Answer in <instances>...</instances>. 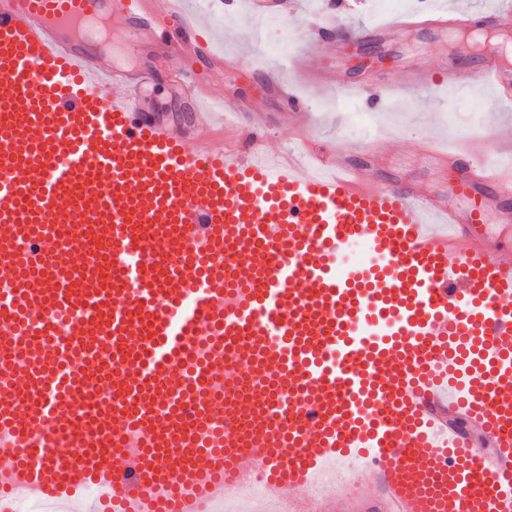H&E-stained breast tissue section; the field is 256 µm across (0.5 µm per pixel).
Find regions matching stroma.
Here are the masks:
<instances>
[{"label": "stroma", "mask_w": 512, "mask_h": 512, "mask_svg": "<svg viewBox=\"0 0 512 512\" xmlns=\"http://www.w3.org/2000/svg\"><path fill=\"white\" fill-rule=\"evenodd\" d=\"M335 17L340 22L360 25H377L387 22L393 13H405L418 6L417 0H398L394 9H380L376 0H335ZM240 40L235 49L240 65L258 73H272L281 80H288V62L265 54L264 38L287 39L285 26H280L245 14ZM392 58L390 70L381 77V84L398 82L403 71L412 64L438 68L446 51H455L459 63L476 69L480 53L475 47L459 41L457 35L438 29L409 30L381 42ZM310 130L312 136L327 140L347 142L351 148V161L362 165L366 158L367 144H374L379 162L371 169L372 179L381 184L395 181L416 183L423 194L436 197L447 187V173L434 167L417 154L414 143L423 136L455 142L461 136L447 118L454 111L458 100H465L470 112L478 121H485L492 96L489 86L479 84L468 92L459 94L452 90L441 91L433 97L423 96L415 89H408L399 98L391 99L384 112L378 113L367 131L349 127L345 110L337 108L332 91H309Z\"/></svg>", "instance_id": "35a3bbf8"}]
</instances>
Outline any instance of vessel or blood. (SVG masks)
<instances>
[{
	"label": "vessel or blood",
	"mask_w": 512,
	"mask_h": 512,
	"mask_svg": "<svg viewBox=\"0 0 512 512\" xmlns=\"http://www.w3.org/2000/svg\"><path fill=\"white\" fill-rule=\"evenodd\" d=\"M332 17L314 14L294 81L219 111L184 0H0V512L90 492L109 512H216L257 491L272 512H512V254L472 230L512 199V167L484 162L505 143H420L448 170L431 198L340 145L269 151L263 110L275 96L306 128L296 86L327 79L377 111L335 53L416 25L510 31L512 10ZM99 25L142 61L116 62ZM162 76L188 123L145 107ZM405 82H482L498 103L512 65L490 41L477 71ZM356 461L370 479L337 495Z\"/></svg>",
	"instance_id": "b4317fda"
}]
</instances>
